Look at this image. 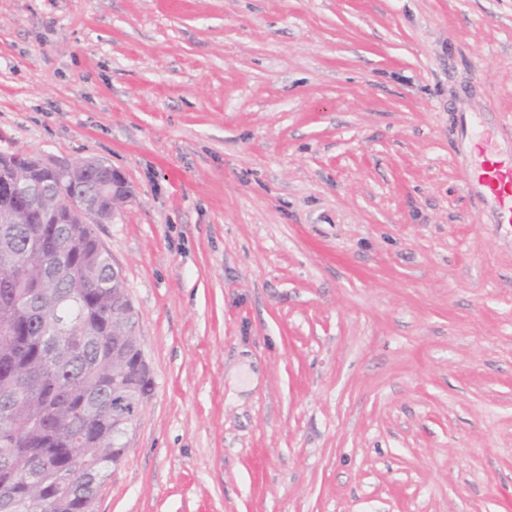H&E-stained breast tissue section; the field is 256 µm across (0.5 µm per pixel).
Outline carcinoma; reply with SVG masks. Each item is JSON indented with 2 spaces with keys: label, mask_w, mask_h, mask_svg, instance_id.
Segmentation results:
<instances>
[{
  "label": "carcinoma",
  "mask_w": 512,
  "mask_h": 512,
  "mask_svg": "<svg viewBox=\"0 0 512 512\" xmlns=\"http://www.w3.org/2000/svg\"><path fill=\"white\" fill-rule=\"evenodd\" d=\"M32 171L40 205L0 196V485L21 497L29 475L39 512H93L97 490L123 452L134 414L114 415L118 398L140 408L152 389L135 337L134 312L91 225L72 215L80 202L104 206L108 164L80 176L39 157L0 154V182ZM26 377L14 391L16 376ZM83 432L78 456L73 428Z\"/></svg>",
  "instance_id": "obj_1"
}]
</instances>
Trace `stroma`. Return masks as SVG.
<instances>
[{
	"instance_id": "obj_1",
	"label": "stroma",
	"mask_w": 512,
	"mask_h": 512,
	"mask_svg": "<svg viewBox=\"0 0 512 512\" xmlns=\"http://www.w3.org/2000/svg\"><path fill=\"white\" fill-rule=\"evenodd\" d=\"M512 0H0V152L111 164L154 383L94 512H512ZM480 155L477 181L497 205L498 224H512V160H493L491 157L497 155L484 143L480 146Z\"/></svg>"
}]
</instances>
